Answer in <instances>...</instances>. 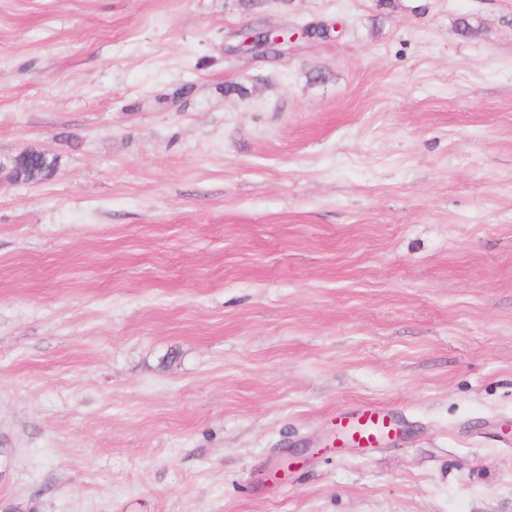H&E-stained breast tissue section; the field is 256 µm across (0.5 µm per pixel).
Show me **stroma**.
<instances>
[{
	"label": "stroma",
	"mask_w": 512,
	"mask_h": 512,
	"mask_svg": "<svg viewBox=\"0 0 512 512\" xmlns=\"http://www.w3.org/2000/svg\"><path fill=\"white\" fill-rule=\"evenodd\" d=\"M35 150L0 512H512V0H0ZM370 403L401 438L318 449ZM283 28H259L256 26H246L238 28L231 33V39L235 41L230 52L234 54H251L254 56H264L273 54L278 58L288 53L286 46L292 43L296 32H293L288 39L280 35ZM244 48H251L243 51Z\"/></svg>",
	"instance_id": "obj_1"
}]
</instances>
